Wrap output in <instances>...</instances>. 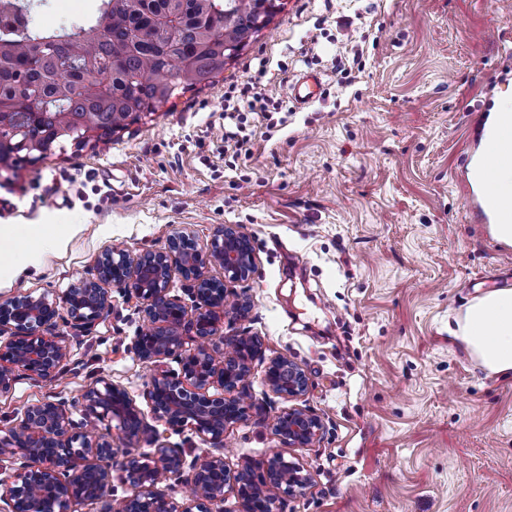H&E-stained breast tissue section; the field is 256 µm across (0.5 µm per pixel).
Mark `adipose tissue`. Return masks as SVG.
I'll list each match as a JSON object with an SVG mask.
<instances>
[{
	"instance_id": "obj_1",
	"label": "adipose tissue",
	"mask_w": 512,
	"mask_h": 512,
	"mask_svg": "<svg viewBox=\"0 0 512 512\" xmlns=\"http://www.w3.org/2000/svg\"><path fill=\"white\" fill-rule=\"evenodd\" d=\"M512 142V100L489 113L479 146L468 165V180L489 218L496 242L512 247V163L502 162L503 148ZM51 224L0 225V240L24 247L21 260L0 262V280L18 276L42 259L40 244L50 238ZM454 335L468 356L487 375L512 373V288H494L472 298L457 318Z\"/></svg>"
}]
</instances>
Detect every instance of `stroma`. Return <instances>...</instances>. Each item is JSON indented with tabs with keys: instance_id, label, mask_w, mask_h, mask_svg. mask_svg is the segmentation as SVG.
<instances>
[{
	"instance_id": "stroma-1",
	"label": "stroma",
	"mask_w": 512,
	"mask_h": 512,
	"mask_svg": "<svg viewBox=\"0 0 512 512\" xmlns=\"http://www.w3.org/2000/svg\"><path fill=\"white\" fill-rule=\"evenodd\" d=\"M96 0H34L38 31L80 20ZM265 59L284 102L252 114L249 157L224 158V90ZM354 69L345 82L343 69ZM326 91L299 109L302 73ZM512 99V0H283L214 84L185 92L111 141L0 171V225L53 224L40 266L0 295L56 296L95 274L115 243L163 251L178 232L205 248L235 224L255 271L226 334L260 337L251 405L224 433V462L300 463L308 484L281 512H512V374L486 375L448 328L477 291L512 287L466 181L479 131ZM142 315L120 290L111 313L68 340L55 382L21 376L0 421L31 403H77L94 376L142 399L154 373L129 345ZM309 378L291 402L266 391V359ZM318 414L322 441L286 449L271 423L291 406Z\"/></svg>"
}]
</instances>
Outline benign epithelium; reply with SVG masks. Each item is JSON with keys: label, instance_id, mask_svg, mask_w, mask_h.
<instances>
[{"label": "benign epithelium", "instance_id": "1", "mask_svg": "<svg viewBox=\"0 0 512 512\" xmlns=\"http://www.w3.org/2000/svg\"><path fill=\"white\" fill-rule=\"evenodd\" d=\"M224 267V278L206 273ZM187 282L192 305L171 294L173 270ZM255 252L251 239L233 224L217 228L201 252L183 232L169 239L165 251L132 253L111 246L97 260L95 275L53 299L43 294L0 298V394L20 375L56 380L64 372L68 348L60 324L78 333L91 331L112 309L111 285L136 299L148 326L133 337L131 349L155 373L144 392V411L120 383L99 377L81 396V419L72 418L67 401L47 399L27 407L17 423L0 425V457L21 461L0 471V512H71L92 502L98 512H224L227 492L235 512H279L283 497L307 484L298 464L277 453L261 467L232 470L224 463V431L246 418L252 362L261 353L255 336L220 335L224 317H247L251 303L228 283L251 278ZM172 360L178 369L161 367ZM267 389L290 401L305 395V371L286 356L270 359L264 371ZM219 394L210 393V389ZM176 431H191L210 451L187 459L182 448L161 444L153 455L129 448L117 474L115 449L96 433L98 424L118 422L126 438L153 435L146 414ZM275 436L289 448H308L323 438L320 416L294 406L276 416ZM135 488L115 503L113 480ZM174 481L190 487L189 502L179 503L159 485Z\"/></svg>", "mask_w": 512, "mask_h": 512}]
</instances>
